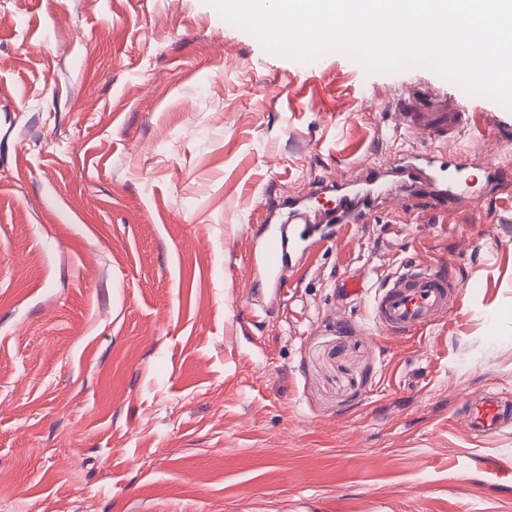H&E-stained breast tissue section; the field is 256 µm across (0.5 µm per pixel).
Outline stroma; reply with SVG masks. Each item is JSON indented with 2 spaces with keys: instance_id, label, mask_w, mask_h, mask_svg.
<instances>
[{
  "instance_id": "stroma-1",
  "label": "stroma",
  "mask_w": 512,
  "mask_h": 512,
  "mask_svg": "<svg viewBox=\"0 0 512 512\" xmlns=\"http://www.w3.org/2000/svg\"><path fill=\"white\" fill-rule=\"evenodd\" d=\"M431 91L453 141L394 128ZM469 198L376 205L268 315L246 239L284 198L406 151ZM512 110L417 67L265 51L205 0H0V512H512ZM447 259L454 312L372 319L402 265ZM362 272L349 301L338 282ZM465 424L473 434H487L512 428V400L483 394L466 402Z\"/></svg>"
}]
</instances>
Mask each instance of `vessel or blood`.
Masks as SVG:
<instances>
[{
    "instance_id": "1",
    "label": "vessel or blood",
    "mask_w": 512,
    "mask_h": 512,
    "mask_svg": "<svg viewBox=\"0 0 512 512\" xmlns=\"http://www.w3.org/2000/svg\"><path fill=\"white\" fill-rule=\"evenodd\" d=\"M399 127L417 137L457 139L469 125L468 118L456 112L447 100L416 94L402 99L396 114ZM402 165L407 174L408 192L396 193L391 180L375 174L368 178L345 175L324 182L336 205L319 208L309 202L293 200L287 205L288 221L263 225L248 238L247 268L276 294H283L296 272L297 262L314 248L310 231L324 226L331 238H338L347 225L371 221L368 201L381 196L404 206L408 196L428 193L434 204L448 196L466 195L463 183L449 173L437 155L412 152ZM457 282L447 263L410 265L390 278L378 292L373 318L383 331L404 336L431 325L438 316L453 312L451 291ZM465 424L474 434H487L512 428V400L485 394L466 403Z\"/></svg>"
}]
</instances>
